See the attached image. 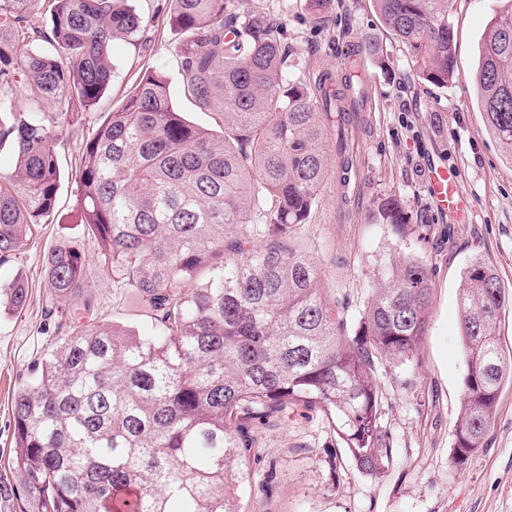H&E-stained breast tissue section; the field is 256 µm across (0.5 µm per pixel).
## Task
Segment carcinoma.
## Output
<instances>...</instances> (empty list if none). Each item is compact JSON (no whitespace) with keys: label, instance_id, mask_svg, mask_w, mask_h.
I'll list each match as a JSON object with an SVG mask.
<instances>
[{"label":"carcinoma","instance_id":"1","mask_svg":"<svg viewBox=\"0 0 512 512\" xmlns=\"http://www.w3.org/2000/svg\"><path fill=\"white\" fill-rule=\"evenodd\" d=\"M36 2L0 0V150L14 155L0 181L1 262L55 213L59 128L109 88L114 42L136 47L159 25L180 32L183 93L216 106L223 129L186 121L165 74L149 71L83 147L77 220L101 262L90 265L78 241L50 249V299L68 301L110 271L151 329L52 307L61 335L14 395L8 464L23 479L24 512H240L249 428L292 414L322 415L359 471L383 474L394 456L378 370L415 362L430 269L410 253L390 257L352 318L295 243L330 165L349 167L344 103L363 106L354 77L339 87L328 73L312 85L283 80L284 27L258 2L169 0L158 19L130 0H50L47 21ZM373 2L422 79L448 85L450 0ZM496 2L473 81L485 127L512 159V0ZM29 32L43 45L24 49ZM26 84L34 96L23 101ZM374 220L398 231L404 216L385 198ZM3 295L21 311L28 286L18 278ZM459 300L455 470L484 446L512 385V350L497 332L506 299L482 258L464 268Z\"/></svg>","mask_w":512,"mask_h":512}]
</instances>
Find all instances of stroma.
I'll list each match as a JSON object with an SVG mask.
<instances>
[{
    "instance_id": "obj_1",
    "label": "stroma",
    "mask_w": 512,
    "mask_h": 512,
    "mask_svg": "<svg viewBox=\"0 0 512 512\" xmlns=\"http://www.w3.org/2000/svg\"><path fill=\"white\" fill-rule=\"evenodd\" d=\"M272 13L285 26V76L307 81L328 71L342 76L359 59L370 88L365 111L355 115L356 174L346 194L328 178L298 243L323 272L322 284L349 315L358 316L377 281L381 259L395 248H411L431 270L433 295L417 367L381 372L384 423L393 441L394 464L368 477L349 458L334 459L336 437L321 417L293 415L252 430L253 459L240 491L241 512H512V386L499 408L483 448L461 471L449 457L462 400L466 369L459 336V285L474 255L496 270L511 302L501 314L500 337L512 349V160L487 132L472 75L478 46L494 16V0H451L457 41V77L437 87L417 75L401 44L393 42L372 0H330L314 19L304 0H273ZM177 37L152 30L146 44L123 42L112 49L109 90L82 120L65 124L58 145L64 176L58 204L37 225L12 261L0 264V287L22 278L29 301L22 311L0 310V512H20L21 479L7 465L12 452L13 396L54 341L56 320L47 314L49 297L42 261L57 242L83 239L73 222L78 187L70 175L84 144L104 113L120 106L131 84L163 69L175 107L194 126L217 130L214 113L199 110L182 93L180 64L170 50ZM378 41L380 60L362 55L365 39ZM453 164L460 173L468 208L450 222L429 197L430 164ZM393 198L407 219L404 235L373 223L379 202ZM86 293L90 317L100 316L143 331L149 321L132 300L100 273Z\"/></svg>"
}]
</instances>
